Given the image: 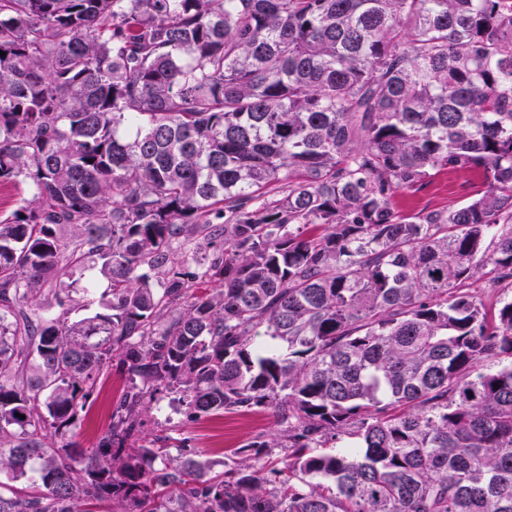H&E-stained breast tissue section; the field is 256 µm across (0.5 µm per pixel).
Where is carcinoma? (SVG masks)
I'll list each match as a JSON object with an SVG mask.
<instances>
[{"instance_id": "carcinoma-1", "label": "carcinoma", "mask_w": 512, "mask_h": 512, "mask_svg": "<svg viewBox=\"0 0 512 512\" xmlns=\"http://www.w3.org/2000/svg\"><path fill=\"white\" fill-rule=\"evenodd\" d=\"M1 51L0 182L34 191L0 220L32 488L0 512H512V298L479 291L512 289V0H0ZM443 170L485 190L395 208ZM96 259L103 311L25 310ZM115 357L107 435L55 447ZM173 394L278 429L216 478L142 436Z\"/></svg>"}]
</instances>
